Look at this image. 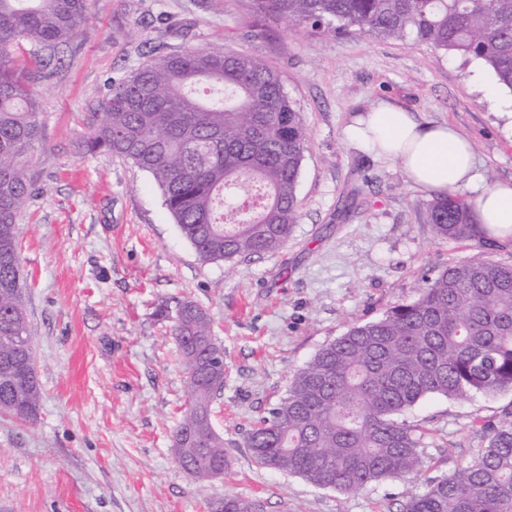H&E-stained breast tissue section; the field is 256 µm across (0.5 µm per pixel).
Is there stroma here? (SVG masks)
<instances>
[{"instance_id":"obj_1","label":"stroma","mask_w":512,"mask_h":512,"mask_svg":"<svg viewBox=\"0 0 512 512\" xmlns=\"http://www.w3.org/2000/svg\"><path fill=\"white\" fill-rule=\"evenodd\" d=\"M199 47L264 58L304 115L300 217L279 251L205 263L183 237L153 177L82 140L112 80L148 54ZM38 83V189L20 216L19 255L42 397L38 418L0 417V512H210L227 495L259 512H400L412 485L387 479L355 493L258 465L245 446L294 373L355 323L416 299L427 277L475 255L439 239L400 165L350 144L344 129L386 100L470 141L482 183L512 181V93L486 99L478 61L407 39L376 41L291 28L253 0H90L79 34ZM185 301L224 347L212 423L230 468L194 480L173 435L186 377L172 336ZM512 397L429 396L409 424L429 429V474L449 476Z\"/></svg>"}]
</instances>
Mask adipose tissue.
Here are the masks:
<instances>
[{"mask_svg": "<svg viewBox=\"0 0 512 512\" xmlns=\"http://www.w3.org/2000/svg\"><path fill=\"white\" fill-rule=\"evenodd\" d=\"M349 142L382 161L401 163L410 182L430 195L478 186L476 157L469 140L446 123L419 121L408 110L380 101L354 118ZM476 223L493 235L512 236V182L478 186Z\"/></svg>", "mask_w": 512, "mask_h": 512, "instance_id": "1", "label": "adipose tissue"}]
</instances>
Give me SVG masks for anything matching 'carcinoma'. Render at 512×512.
Returning <instances> with one entry per match:
<instances>
[{
	"label": "carcinoma",
	"instance_id": "obj_1",
	"mask_svg": "<svg viewBox=\"0 0 512 512\" xmlns=\"http://www.w3.org/2000/svg\"><path fill=\"white\" fill-rule=\"evenodd\" d=\"M260 16L378 41L410 37L479 60L512 92V0H254ZM87 0H0V414L33 421L35 368L7 363L31 339L18 253V218L35 196L28 176L41 137L47 59L15 54L28 42L54 52L75 38ZM102 119L84 140L149 173L182 235L204 262L281 249L299 219L297 183L307 149L302 112L280 74L251 54L205 48L152 57L109 86ZM260 206L231 223L224 195ZM444 240L502 245L475 223L473 206L447 195L421 204ZM188 403L174 453L198 481L229 465L211 422L224 387V348L207 313L184 302L173 317ZM512 394V265L471 257L426 279L413 301L357 323L321 347L286 395L246 435L260 465L318 486L357 492L386 479L422 486L403 512H512V405L496 424L474 422L485 440L450 477L425 476L428 431L401 416L419 400ZM214 512H256L225 496Z\"/></svg>",
	"mask_w": 512,
	"mask_h": 512
}]
</instances>
